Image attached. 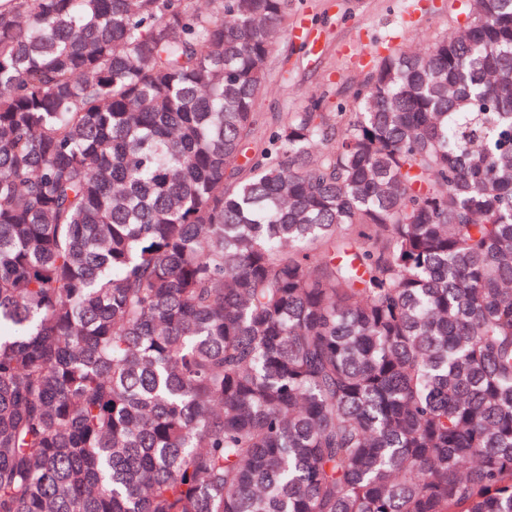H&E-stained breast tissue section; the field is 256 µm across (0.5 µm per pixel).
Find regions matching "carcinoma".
<instances>
[{
  "mask_svg": "<svg viewBox=\"0 0 512 512\" xmlns=\"http://www.w3.org/2000/svg\"><path fill=\"white\" fill-rule=\"evenodd\" d=\"M259 111L288 0H0V512H512V0Z\"/></svg>",
  "mask_w": 512,
  "mask_h": 512,
  "instance_id": "obj_1",
  "label": "carcinoma"
}]
</instances>
